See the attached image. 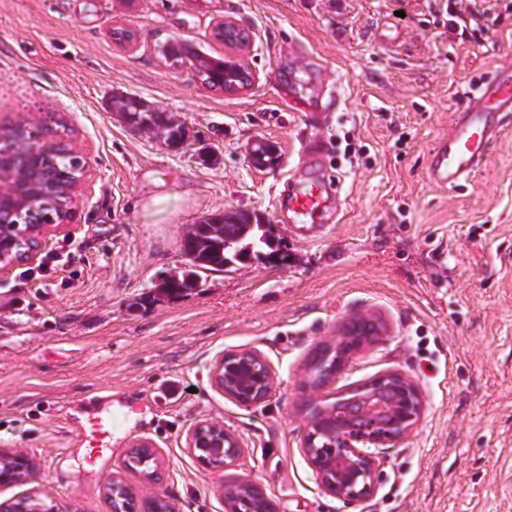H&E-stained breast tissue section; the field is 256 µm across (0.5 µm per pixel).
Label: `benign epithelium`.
<instances>
[{
  "instance_id": "obj_1",
  "label": "benign epithelium",
  "mask_w": 512,
  "mask_h": 512,
  "mask_svg": "<svg viewBox=\"0 0 512 512\" xmlns=\"http://www.w3.org/2000/svg\"><path fill=\"white\" fill-rule=\"evenodd\" d=\"M221 33L224 42L226 70L231 72L230 81L224 86V93L237 95L248 90L256 81V75L246 66L245 57L251 52V38L243 37L247 30L229 18L219 19L212 26V33ZM84 177L80 176L65 189V217L59 221L63 225L74 216ZM36 199L29 191V176L23 169L14 165L10 157L0 158V210L14 208L23 210L34 208ZM56 227V224L32 225L20 229L13 224L7 228L0 225V274L15 264L36 257L42 238ZM374 343V339L356 334L351 324L344 323L336 329V334L321 343L315 355L336 354V360L329 375L321 378L309 376L304 386L311 389L313 398L306 405L308 409L306 433L302 450L319 484L331 495L343 501L367 498L376 490V457L365 451V447H390L410 434L420 422L425 401L418 386L399 372L384 373L366 384L349 388L340 393L348 396L360 393L362 397L352 404L341 399L323 405L318 400V392L333 378L340 375L361 351ZM210 380L224 397L243 406H257L266 402L275 389V377L265 357L257 350L243 349L227 351L215 359L210 368ZM330 415L335 427L331 435L332 443L324 448L313 445L312 431L321 428L322 418ZM190 451L205 449L210 457L200 458L208 468L216 471L235 462L243 453L240 438L224 428L217 420L197 421L186 438ZM158 461L154 444L148 439H136L131 443L128 454ZM34 461L20 450L0 448V486H10L28 482L34 474ZM242 492L234 487L221 485L220 495L224 499L225 512H239L236 503L247 505L249 512H273L271 501L251 482L239 483ZM122 489L133 497L138 493L125 479L114 473L108 476L102 490L110 500L114 493ZM0 512H57L53 498L36 487L27 494V499L18 506L12 501L0 502Z\"/></svg>"
}]
</instances>
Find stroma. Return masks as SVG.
<instances>
[{"label":"stroma","mask_w":512,"mask_h":512,"mask_svg":"<svg viewBox=\"0 0 512 512\" xmlns=\"http://www.w3.org/2000/svg\"><path fill=\"white\" fill-rule=\"evenodd\" d=\"M484 31L448 28V0H0V124L67 123L88 162L73 220L42 250H79L62 271L0 277V448L37 463L59 512H111L104 480L165 494L176 512H225L218 484L249 481L275 512H512V112L487 163L464 185L434 184L429 153L474 81L512 65V0H476ZM253 39L256 82L237 96L201 84L190 61L156 46L188 43L220 58L213 23ZM127 25L132 44L114 28ZM328 102L320 120L289 111L284 86ZM138 97L187 131L177 149L129 128L113 95ZM329 143L341 207L302 229L280 212L287 179L314 137ZM273 143L274 168L248 144ZM227 209L271 225L278 255L204 276L171 298L186 267L187 225ZM357 314L383 334L324 391L398 371L426 410L413 432L374 449L377 487L347 503L317 482L302 451V389L317 344ZM260 351L276 389L246 407L217 391L213 361ZM124 411L101 459L84 433ZM214 417L243 454L215 473L186 446ZM157 449V478L124 471L133 440Z\"/></svg>","instance_id":"stroma-1"}]
</instances>
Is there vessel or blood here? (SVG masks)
<instances>
[{
  "label": "vessel or blood",
  "instance_id": "vessel-or-blood-1",
  "mask_svg": "<svg viewBox=\"0 0 512 512\" xmlns=\"http://www.w3.org/2000/svg\"><path fill=\"white\" fill-rule=\"evenodd\" d=\"M504 112H512L511 65L498 67L475 83L447 138L432 151L430 177L452 188L473 176L493 151ZM303 156L307 175L299 185L289 186L286 211L289 223L305 226L320 223L340 192L320 147L307 145Z\"/></svg>",
  "mask_w": 512,
  "mask_h": 512
}]
</instances>
